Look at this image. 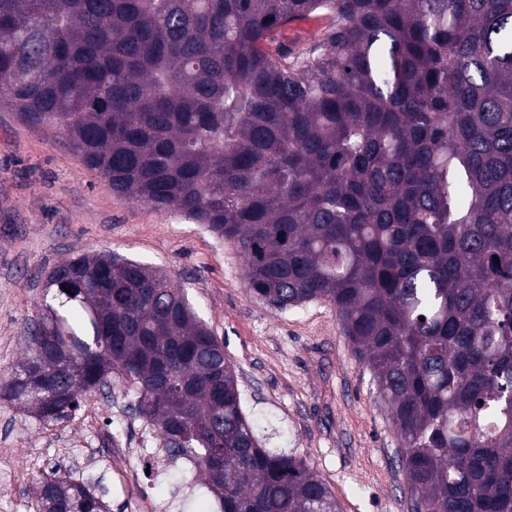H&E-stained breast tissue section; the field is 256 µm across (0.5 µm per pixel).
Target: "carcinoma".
<instances>
[{"label": "carcinoma", "instance_id": "cac0c4a2", "mask_svg": "<svg viewBox=\"0 0 512 512\" xmlns=\"http://www.w3.org/2000/svg\"><path fill=\"white\" fill-rule=\"evenodd\" d=\"M330 17L288 60L287 24ZM0 100L122 199L233 243L250 292L324 300L372 372L411 512H512V0H0ZM0 398L69 420L117 374L218 512H340L268 448L166 274L56 265ZM38 512H110L58 469Z\"/></svg>", "mask_w": 512, "mask_h": 512}]
</instances>
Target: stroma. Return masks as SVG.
<instances>
[{"instance_id":"stroma-1","label":"stroma","mask_w":512,"mask_h":512,"mask_svg":"<svg viewBox=\"0 0 512 512\" xmlns=\"http://www.w3.org/2000/svg\"><path fill=\"white\" fill-rule=\"evenodd\" d=\"M326 25L323 16L304 18L282 28L279 40L296 54ZM82 251L148 265L184 290L224 344L246 415L268 422L267 445L304 457L341 512H410L387 407L335 309L313 301L280 310L256 298L232 244L177 210L115 195L60 133L24 123L0 102V385L25 354L46 273ZM95 399L121 415L112 432L132 441L126 455L136 483H120L104 465L83 466V442L104 435L89 404L57 424L1 400L0 512H36V485L57 466L98 484L111 512H130L132 497L168 501L169 483L144 469L156 443L133 395L116 378Z\"/></svg>"}]
</instances>
